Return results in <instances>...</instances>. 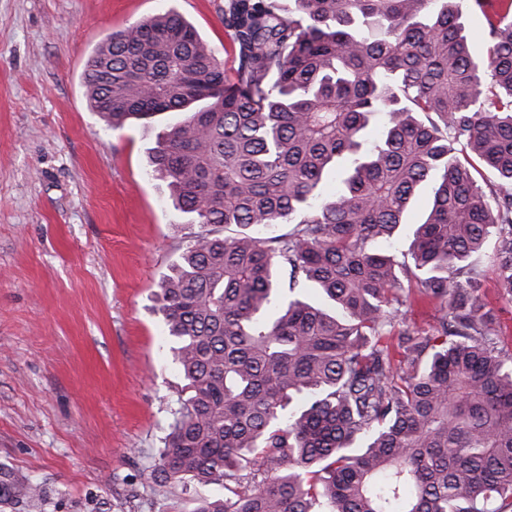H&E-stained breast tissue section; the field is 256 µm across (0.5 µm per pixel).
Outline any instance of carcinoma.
Listing matches in <instances>:
<instances>
[{
	"instance_id": "1",
	"label": "carcinoma",
	"mask_w": 512,
	"mask_h": 512,
	"mask_svg": "<svg viewBox=\"0 0 512 512\" xmlns=\"http://www.w3.org/2000/svg\"><path fill=\"white\" fill-rule=\"evenodd\" d=\"M294 4L227 0L231 77L172 10L84 71L112 130L182 113L150 173L206 227L159 284L186 384L158 486H224L195 512H512V349L471 266L495 237L512 303V0H469L483 54L458 0ZM465 19L472 48L479 53L486 52L487 35L482 26L481 18L475 13H466Z\"/></svg>"
}]
</instances>
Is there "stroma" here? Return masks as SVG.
Masks as SVG:
<instances>
[{"label": "stroma", "mask_w": 512, "mask_h": 512, "mask_svg": "<svg viewBox=\"0 0 512 512\" xmlns=\"http://www.w3.org/2000/svg\"><path fill=\"white\" fill-rule=\"evenodd\" d=\"M170 9L234 73L224 0H0V512H194L222 492L165 496L153 473L184 384L156 292L202 227L148 173L164 123L107 129L83 83L112 32ZM473 264L511 340L488 253Z\"/></svg>", "instance_id": "1"}]
</instances>
